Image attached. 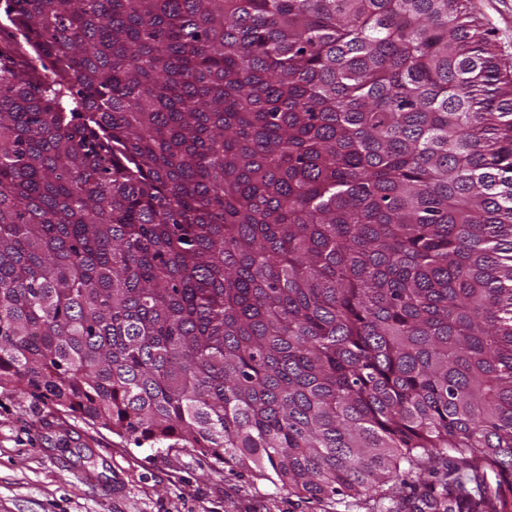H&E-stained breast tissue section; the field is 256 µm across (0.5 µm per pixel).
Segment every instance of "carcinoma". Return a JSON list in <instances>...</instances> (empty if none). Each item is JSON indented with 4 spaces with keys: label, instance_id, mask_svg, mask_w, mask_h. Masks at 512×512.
Returning a JSON list of instances; mask_svg holds the SVG:
<instances>
[{
    "label": "carcinoma",
    "instance_id": "cac0c4a2",
    "mask_svg": "<svg viewBox=\"0 0 512 512\" xmlns=\"http://www.w3.org/2000/svg\"><path fill=\"white\" fill-rule=\"evenodd\" d=\"M3 12L0 388L313 498L512 512V74L462 0Z\"/></svg>",
    "mask_w": 512,
    "mask_h": 512
}]
</instances>
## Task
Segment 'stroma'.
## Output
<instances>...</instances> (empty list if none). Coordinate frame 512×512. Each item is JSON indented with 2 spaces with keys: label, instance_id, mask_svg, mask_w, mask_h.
I'll return each instance as SVG.
<instances>
[{
  "label": "stroma",
  "instance_id": "obj_1",
  "mask_svg": "<svg viewBox=\"0 0 512 512\" xmlns=\"http://www.w3.org/2000/svg\"><path fill=\"white\" fill-rule=\"evenodd\" d=\"M512 68V0H466ZM97 476L84 481L83 472ZM310 500L189 448L137 447L92 422L0 388V512H379Z\"/></svg>",
  "mask_w": 512,
  "mask_h": 512
}]
</instances>
